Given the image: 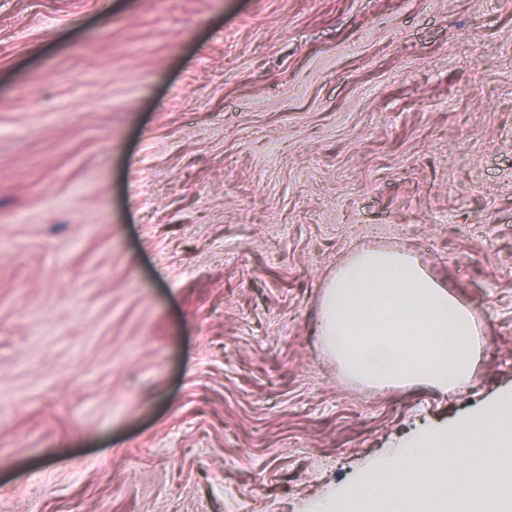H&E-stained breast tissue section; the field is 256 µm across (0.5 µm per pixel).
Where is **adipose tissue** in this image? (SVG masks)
<instances>
[{
    "label": "adipose tissue",
    "instance_id": "ef3b65f1",
    "mask_svg": "<svg viewBox=\"0 0 512 512\" xmlns=\"http://www.w3.org/2000/svg\"><path fill=\"white\" fill-rule=\"evenodd\" d=\"M317 334L358 384L378 392L472 380L481 345L474 311L412 254L365 247L340 263L320 300Z\"/></svg>",
    "mask_w": 512,
    "mask_h": 512
}]
</instances>
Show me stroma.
<instances>
[{"label": "stroma", "mask_w": 512, "mask_h": 512, "mask_svg": "<svg viewBox=\"0 0 512 512\" xmlns=\"http://www.w3.org/2000/svg\"><path fill=\"white\" fill-rule=\"evenodd\" d=\"M398 247L483 325L385 393L315 333ZM512 392V0H0V512H311Z\"/></svg>", "instance_id": "35a3bbf8"}]
</instances>
